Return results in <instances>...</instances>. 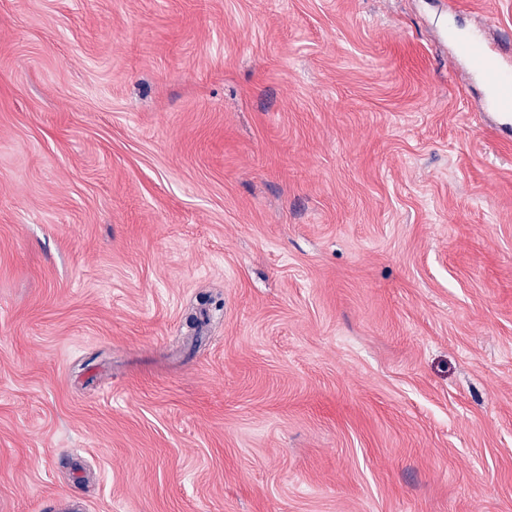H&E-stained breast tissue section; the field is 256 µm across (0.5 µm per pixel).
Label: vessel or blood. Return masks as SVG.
<instances>
[{
    "label": "vessel or blood",
    "instance_id": "vessel-or-blood-1",
    "mask_svg": "<svg viewBox=\"0 0 512 512\" xmlns=\"http://www.w3.org/2000/svg\"><path fill=\"white\" fill-rule=\"evenodd\" d=\"M457 53L486 88L487 105L502 126L512 129V38L488 45L477 35L459 41Z\"/></svg>",
    "mask_w": 512,
    "mask_h": 512
}]
</instances>
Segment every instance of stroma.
Listing matches in <instances>:
<instances>
[{
    "label": "stroma",
    "mask_w": 512,
    "mask_h": 512,
    "mask_svg": "<svg viewBox=\"0 0 512 512\" xmlns=\"http://www.w3.org/2000/svg\"><path fill=\"white\" fill-rule=\"evenodd\" d=\"M512 0H0V512H512ZM458 55L486 88L487 105L512 131V40L503 37L496 46L488 45L478 35L458 42Z\"/></svg>",
    "instance_id": "obj_1"
}]
</instances>
